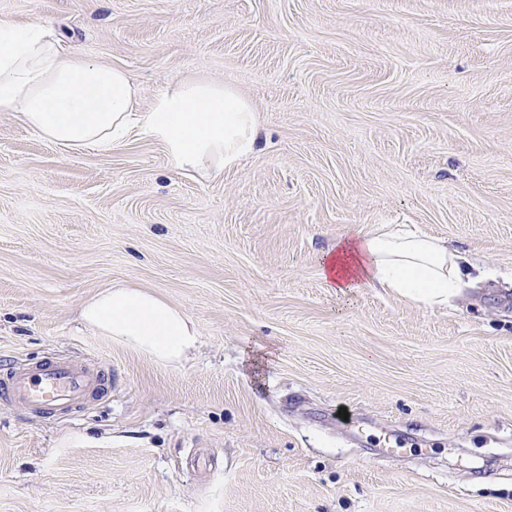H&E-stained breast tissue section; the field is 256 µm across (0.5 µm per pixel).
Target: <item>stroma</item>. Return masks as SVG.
Listing matches in <instances>:
<instances>
[{
    "label": "stroma",
    "instance_id": "obj_1",
    "mask_svg": "<svg viewBox=\"0 0 512 512\" xmlns=\"http://www.w3.org/2000/svg\"><path fill=\"white\" fill-rule=\"evenodd\" d=\"M125 68L255 106L223 175L141 134L62 152L0 112V360L117 369L111 396L0 405V512H512V0H0ZM410 224L475 263L447 306L343 297L338 236ZM185 311L163 365L96 335L112 286ZM347 417H339V410ZM402 456L378 450L388 435Z\"/></svg>",
    "mask_w": 512,
    "mask_h": 512
}]
</instances>
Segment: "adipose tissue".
Listing matches in <instances>:
<instances>
[{"mask_svg": "<svg viewBox=\"0 0 512 512\" xmlns=\"http://www.w3.org/2000/svg\"><path fill=\"white\" fill-rule=\"evenodd\" d=\"M124 68L66 47L51 22L0 19V112L61 151L106 150L138 132L163 145L174 167L217 176L252 155L260 117L235 88L191 79L157 93L149 107ZM466 256L446 239L400 226L337 239L319 258L343 295L382 288L419 306L447 303L471 280ZM86 328L153 361L177 364L200 343L183 310L141 289L115 286L85 303Z\"/></svg>", "mask_w": 512, "mask_h": 512, "instance_id": "1", "label": "adipose tissue"}]
</instances>
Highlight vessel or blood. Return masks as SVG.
Instances as JSON below:
<instances>
[{
  "instance_id": "vessel-or-blood-1",
  "label": "vessel or blood",
  "mask_w": 512,
  "mask_h": 512,
  "mask_svg": "<svg viewBox=\"0 0 512 512\" xmlns=\"http://www.w3.org/2000/svg\"><path fill=\"white\" fill-rule=\"evenodd\" d=\"M112 390V370L50 353L0 366V403L47 418L77 413Z\"/></svg>"
}]
</instances>
